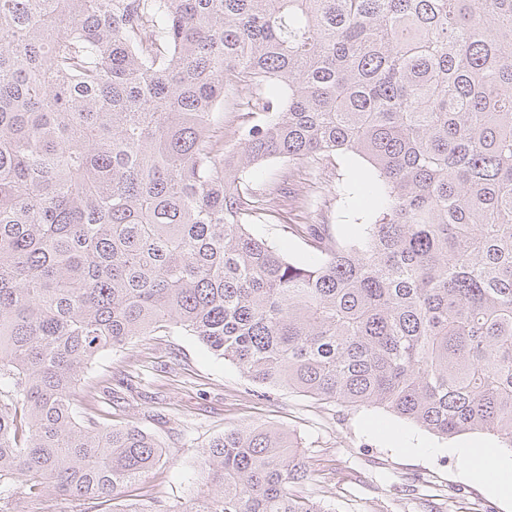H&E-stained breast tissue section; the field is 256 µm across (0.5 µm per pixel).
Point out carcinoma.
Returning <instances> with one entry per match:
<instances>
[{
	"instance_id": "obj_1",
	"label": "carcinoma",
	"mask_w": 512,
	"mask_h": 512,
	"mask_svg": "<svg viewBox=\"0 0 512 512\" xmlns=\"http://www.w3.org/2000/svg\"><path fill=\"white\" fill-rule=\"evenodd\" d=\"M343 152L379 181L363 242L306 194L317 260L251 231L278 219L258 166ZM171 328L265 388L512 449V0H0V494L329 512L254 423L188 503L125 501L161 443L80 415L81 375ZM248 112L246 105L238 106V101L224 93V123L218 124L213 131L217 139L224 138V145L234 144L238 141L239 113Z\"/></svg>"
}]
</instances>
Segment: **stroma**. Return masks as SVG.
<instances>
[{
	"label": "stroma",
	"instance_id": "35a3bbf8",
	"mask_svg": "<svg viewBox=\"0 0 512 512\" xmlns=\"http://www.w3.org/2000/svg\"><path fill=\"white\" fill-rule=\"evenodd\" d=\"M259 178L277 177L289 211L292 191L316 181L336 188L339 180L372 181L374 171L360 156L339 154L307 166L285 160L264 164ZM365 192L352 202L329 195L311 209L310 223L330 225L352 243L364 234L360 218L369 208ZM84 405L96 418L134 424L155 435L164 457L132 497L175 506L187 501L206 479L196 461L203 446L241 422L274 424L292 431L315 480L297 493H319L332 512H512V501L491 493L466 474L452 447L482 442L501 448L487 432L438 438L384 410L352 411L284 389L250 381L231 362L218 358L194 337L159 332L120 351L103 353L85 372Z\"/></svg>",
	"mask_w": 512,
	"mask_h": 512
}]
</instances>
